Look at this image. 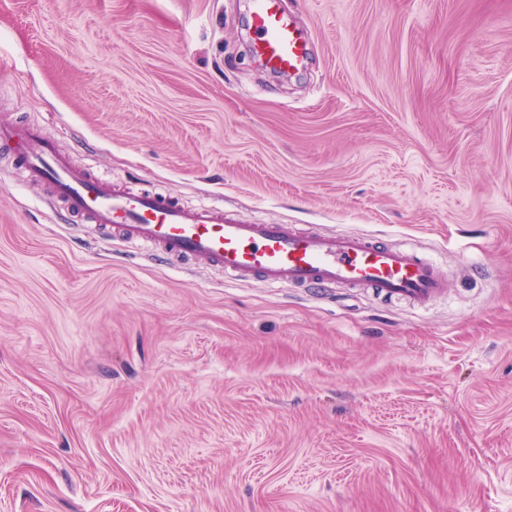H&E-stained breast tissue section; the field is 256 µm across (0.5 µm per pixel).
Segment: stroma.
Masks as SVG:
<instances>
[{
    "label": "stroma",
    "instance_id": "1",
    "mask_svg": "<svg viewBox=\"0 0 512 512\" xmlns=\"http://www.w3.org/2000/svg\"><path fill=\"white\" fill-rule=\"evenodd\" d=\"M0 0V122L249 224L409 243L425 309L104 240L0 149V512H512V0ZM249 22L256 34L252 52L268 68L289 73L304 66L307 57L305 35L288 17L282 0H252Z\"/></svg>",
    "mask_w": 512,
    "mask_h": 512
}]
</instances>
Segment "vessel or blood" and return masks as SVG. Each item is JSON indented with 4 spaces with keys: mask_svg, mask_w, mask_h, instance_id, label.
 I'll return each instance as SVG.
<instances>
[{
    "mask_svg": "<svg viewBox=\"0 0 512 512\" xmlns=\"http://www.w3.org/2000/svg\"><path fill=\"white\" fill-rule=\"evenodd\" d=\"M249 22L252 52L268 68L289 73L304 66L305 35L282 0H252ZM0 143L15 144L26 178L49 183L70 216L172 259H201L236 280L270 288L343 285L420 308L448 291L447 275L410 246L291 224H243L216 206L189 209L170 196L116 188L75 168L32 127L0 126Z\"/></svg>",
    "mask_w": 512,
    "mask_h": 512,
    "instance_id": "b4317fda",
    "label": "vessel or blood"
}]
</instances>
